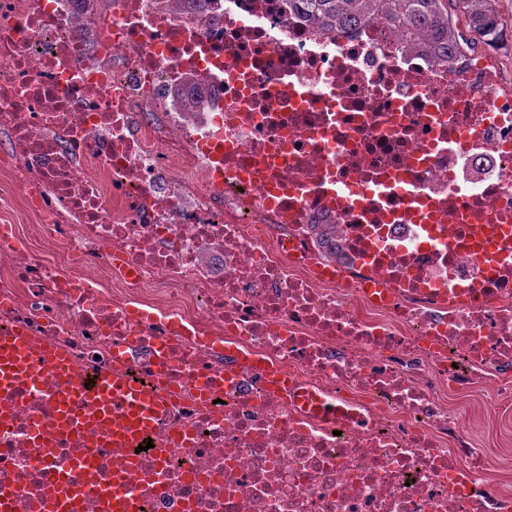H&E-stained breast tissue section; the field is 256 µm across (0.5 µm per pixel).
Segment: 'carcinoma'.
Returning <instances> with one entry per match:
<instances>
[{"instance_id": "1", "label": "carcinoma", "mask_w": 512, "mask_h": 512, "mask_svg": "<svg viewBox=\"0 0 512 512\" xmlns=\"http://www.w3.org/2000/svg\"><path fill=\"white\" fill-rule=\"evenodd\" d=\"M285 6L324 35L379 19L400 33L403 47L445 63L503 35L507 25L499 0H285Z\"/></svg>"}]
</instances>
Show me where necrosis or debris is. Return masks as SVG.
<instances>
[{
	"label": "necrosis or debris",
	"instance_id": "4bbe7bcc",
	"mask_svg": "<svg viewBox=\"0 0 512 512\" xmlns=\"http://www.w3.org/2000/svg\"><path fill=\"white\" fill-rule=\"evenodd\" d=\"M280 3L112 0L102 49L93 0H0V130L38 219L0 226V335L67 360L82 421L60 432L44 359L0 390V512H110L119 474L134 512H512L448 405L512 407V41L442 65ZM104 375L164 396L151 449L108 440Z\"/></svg>",
	"mask_w": 512,
	"mask_h": 512
}]
</instances>
